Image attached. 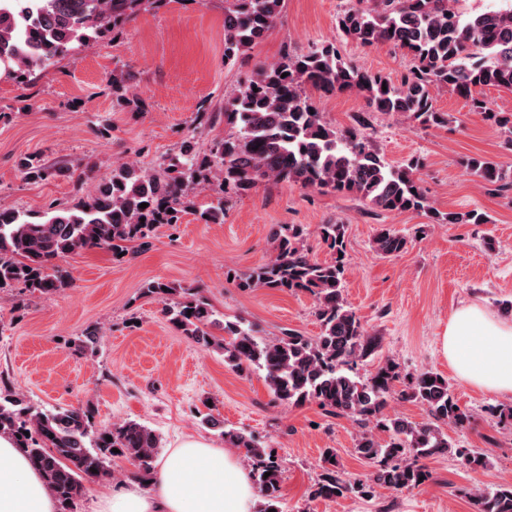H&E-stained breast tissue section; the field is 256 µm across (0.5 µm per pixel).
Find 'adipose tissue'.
<instances>
[{"label":"adipose tissue","instance_id":"obj_1","mask_svg":"<svg viewBox=\"0 0 512 512\" xmlns=\"http://www.w3.org/2000/svg\"><path fill=\"white\" fill-rule=\"evenodd\" d=\"M441 350L458 377L496 394L512 393V322L476 305L455 310ZM151 492L133 481L98 499L92 512H253L258 491L238 454L189 438L164 454ZM0 512H55L43 478L12 441L0 437Z\"/></svg>","mask_w":512,"mask_h":512}]
</instances>
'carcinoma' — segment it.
Segmentation results:
<instances>
[{"instance_id":"carcinoma-1","label":"carcinoma","mask_w":512,"mask_h":512,"mask_svg":"<svg viewBox=\"0 0 512 512\" xmlns=\"http://www.w3.org/2000/svg\"><path fill=\"white\" fill-rule=\"evenodd\" d=\"M158 0H0V63L15 78L46 69L72 50L74 43L117 36L125 24ZM450 0H356L340 14L338 29L361 46L388 44L408 60L406 73L394 82L381 73L347 62L335 44L311 47L302 54H285L261 66L224 98V123L235 129L201 152L190 140L179 154L154 167L116 162L95 193L72 208L49 207L39 215L0 206V290L19 287L31 295H51L71 286L60 269L65 257L89 250H106L123 260L129 244L145 247L156 228L182 223L192 214L203 224L224 222V206L251 191L261 181L297 184L303 188L349 195L386 212L424 211L438 224H486V213H442L424 194L418 171L423 160L413 156L400 165L387 162L364 135L374 112L402 116L422 127L451 122L433 104L434 90L446 88L465 100L496 128L512 135V113L495 109L481 88L512 91V0L505 7L463 17ZM284 0H224V64L233 65L266 36L282 15ZM354 92L366 109L354 125L338 129L328 124L306 92ZM113 103L138 107L124 72H112ZM459 165L478 178L488 193H512V171L482 158L465 156ZM24 178L39 182L54 168L42 155L21 158ZM212 186L217 203H198V190ZM147 207L142 208L140 204ZM347 225H319L321 241L331 259L309 255L300 224H282L274 235V256L239 276L241 288H271L308 293L315 298L320 334L314 337L288 329L267 339L257 336L240 319L224 320V336L211 332L213 309L199 291L161 281H149L143 293L158 299L169 324L206 351L220 353L239 372L264 373L276 398L292 406L314 403L333 416L354 422L371 421L360 434L354 452L369 467V479L351 483L338 471L336 452L324 451V468L312 497L337 499L348 494L372 495L374 486L396 490L416 488L429 479L417 466L420 458L452 452L467 465L486 463L484 453L462 448L448 439L444 425L465 428L471 414L455 399L448 379L433 371L402 373L394 360L379 363L367 380L353 374L354 366L378 355L381 340L369 334L343 296ZM407 238L380 228L373 251L395 256ZM400 396L426 407L430 420L416 423L384 413L395 384ZM0 436L10 438L39 470L55 501L56 512H77L88 486L111 475L116 458L131 463L143 478L151 475L161 448L159 435L137 421L97 428L92 411L83 406L41 409L25 396L0 388ZM224 439L243 448L254 484L259 489L258 512H284L282 471L272 451L252 435L224 432ZM117 452H112V449ZM270 476H265V473ZM474 512H512V483L473 496Z\"/></svg>"}]
</instances>
